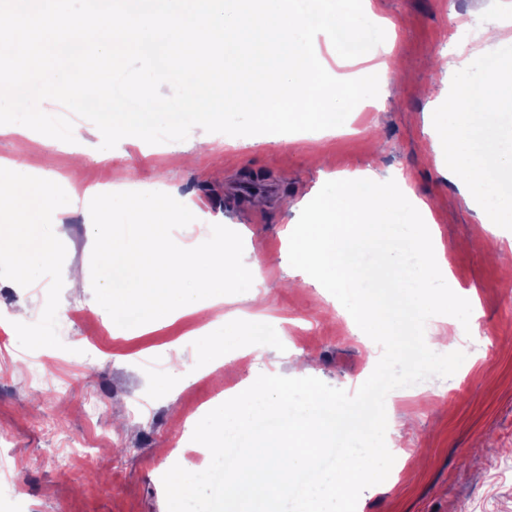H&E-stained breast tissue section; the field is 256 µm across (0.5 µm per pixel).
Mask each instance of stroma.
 <instances>
[{"label":"stroma","mask_w":512,"mask_h":512,"mask_svg":"<svg viewBox=\"0 0 512 512\" xmlns=\"http://www.w3.org/2000/svg\"><path fill=\"white\" fill-rule=\"evenodd\" d=\"M388 27L387 39L412 72L388 81L382 104L356 109L336 131H318L329 163H314L309 133L276 135L261 144L218 134L216 156L192 167L184 156L192 140L148 144L132 138L116 147H91L83 169H75L79 143H66L34 130L0 134V160L20 159L22 192L14 206L57 250L30 281L18 280L0 261V330L10 338L0 352V465L11 470L9 494L0 512H168L169 478L190 477L189 499L205 512H223L219 483H210L207 459H182L172 444L198 448L209 434L214 400L211 383L183 385L170 368L198 371L210 360L224 362V390L241 377L233 356L247 346L276 339L261 369L288 371L296 351L311 360V374L349 389L367 378L368 353L330 298L305 283L289 263L283 231L297 213L283 201L312 199L325 182L371 170L405 184L434 220L433 239L448 264L447 284L455 293L475 290L477 331L449 320L448 351L466 359L447 378L432 377L399 388L398 406L387 409L397 448L409 449L412 475L372 467L350 496L360 512H512V475L498 473L512 458V284L490 262V251L512 250V231L478 222L458 180L442 175L432 161L430 134L436 98L451 78L435 60H455L459 44L475 52L481 43L478 19L512 8V0H371ZM133 172L146 191H160L199 210L197 223L177 229L176 241L209 237L211 222L238 232L244 252L259 267L254 282L268 290L269 328L255 330L258 313L242 295L225 296L222 322L198 328L192 305L153 326L115 325L92 289L68 287L65 274L89 270L93 223L87 200L66 190L57 199L64 218L44 210L36 184L43 176L85 187H102L117 170ZM90 311L74 319L72 306ZM26 307L25 321L15 313ZM46 358L42 380L32 383L33 360ZM416 424H401L403 412ZM104 436L109 449L69 458L71 440Z\"/></svg>","instance_id":"1"}]
</instances>
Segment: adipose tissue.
Here are the masks:
<instances>
[{
	"instance_id": "adipose-tissue-1",
	"label": "adipose tissue",
	"mask_w": 512,
	"mask_h": 512,
	"mask_svg": "<svg viewBox=\"0 0 512 512\" xmlns=\"http://www.w3.org/2000/svg\"><path fill=\"white\" fill-rule=\"evenodd\" d=\"M54 252L52 241L39 237L34 225L0 216V258L12 262L17 278L30 279L48 264ZM272 343L253 345L239 352V369L244 377L233 395L234 410L219 405L212 409L214 434L208 442V453L214 460L224 457L221 434L227 430L254 428L257 416L272 417L283 410L331 412L325 422H281L278 429L258 437L256 446L245 449L233 474L224 480V500L232 508L247 504L262 505V512H312L315 503L326 505L328 512H354L345 495L359 482L367 461L383 462L391 458L393 443L381 440L368 448H359L333 470L323 472L307 490L303 499L292 494L297 475L312 467L336 435L335 417L340 410L322 391L304 388L303 400H295L285 375L276 372L257 373L258 360L271 352Z\"/></svg>"
}]
</instances>
